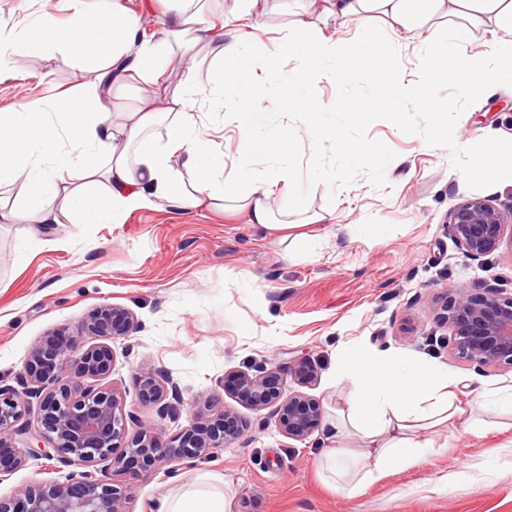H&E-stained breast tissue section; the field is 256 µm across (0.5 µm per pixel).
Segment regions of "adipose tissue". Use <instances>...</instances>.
I'll use <instances>...</instances> for the list:
<instances>
[{
  "instance_id": "1",
  "label": "adipose tissue",
  "mask_w": 512,
  "mask_h": 512,
  "mask_svg": "<svg viewBox=\"0 0 512 512\" xmlns=\"http://www.w3.org/2000/svg\"><path fill=\"white\" fill-rule=\"evenodd\" d=\"M200 0H173L155 40L139 39V17L100 0L97 9L84 0H69V23L57 25L50 15L11 36L0 49L10 57L8 77L25 79L24 60L32 45L46 53L67 52L83 59L77 93L53 95L44 105L23 104L0 111V187L20 185L19 203L0 204L1 224L38 225L41 245H58L53 231L61 224H107L122 214L165 205L173 209L222 207L246 210L250 223L280 234L291 228L287 208L274 199V178L255 171L265 153L276 176L292 175L297 153L307 140L335 127L324 126L331 104L300 101L308 121L281 147L273 137L258 140L263 113L254 93L258 74L266 72L265 53L244 42L240 33L264 25L277 0H229L219 20H211ZM285 26L287 38L300 40L306 54L303 70L314 78L336 77L350 62L353 46L342 37L349 27L377 30L388 43L419 40L422 32L443 33L450 47L439 54L421 42L420 55L431 72L456 77L462 93L474 85L470 74L482 75V86L494 90L504 79L502 65H512V0H294ZM490 34L487 49L463 53L464 44ZM180 60L186 68L181 90L166 98L149 94L137 106L122 109L115 101L131 80L154 85L166 66ZM207 61L199 76V61ZM428 100L429 117L441 124L455 105L438 96L431 82L407 84L392 70L373 95L356 96L348 121L391 112L408 95ZM238 109L226 113L237 124L240 150L236 169L226 172L212 160V141L196 110L200 101L223 107L225 97ZM337 380H350L353 390L333 425L319 459L324 479L339 494L352 498L391 469L411 465L439 453L421 434L462 420L463 428L481 433L486 423L461 419L449 389L448 372L401 356L340 359ZM363 438L369 451H347L350 433ZM224 476L198 473L159 501L158 512H231Z\"/></svg>"
}]
</instances>
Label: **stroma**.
Segmentation results:
<instances>
[{"mask_svg":"<svg viewBox=\"0 0 512 512\" xmlns=\"http://www.w3.org/2000/svg\"><path fill=\"white\" fill-rule=\"evenodd\" d=\"M67 24L68 0H0V30H21L43 13ZM284 17L263 32L245 31L271 54L276 73L260 92L267 130L282 136L302 128L298 97L348 111L351 94H371L385 70L402 66L421 74L414 45L382 46L356 29L345 30L355 48L376 55L382 68L343 71L334 81L295 77L301 45H283ZM28 77L0 80V109L30 103L76 85L78 63L66 54L44 59L33 51ZM197 108L206 124L223 126L213 137V156L226 170L237 164V127L224 125L207 102ZM455 130L477 142L487 135L512 139V89L483 96L459 118ZM370 138L395 154L386 185L365 177L335 189L315 186L307 213L333 212L334 221L313 224L304 236L280 240L250 224L242 212L143 208L115 224H63V247L38 245L29 224H0V382L14 383L31 348L48 331L77 324L96 307L131 311L137 326L114 343L113 382L128 390L127 406L146 424L153 406L132 390L136 373H170L178 382L185 414L209 407L233 411L245 434L218 457L181 465H129L115 483L130 486L132 512H156L158 498L175 477L194 470L224 473L234 489L232 512H512V415L478 409L488 421L481 435L456 428L432 431L447 452L389 471L362 493L346 498L321 482L317 457L327 426L350 390L337 384L343 355H398L447 368L464 410L477 409L481 390L512 386V371H491L453 358L449 331L433 311L449 287H489L512 292V251L473 260L458 248L449 228L450 209L479 196L512 212V179L477 190L453 167L452 154L422 136L403 133L387 120L368 129ZM305 359L317 378L308 386L288 380L322 401L325 425L303 441L279 434L267 412L256 411L224 390L234 371L262 360L288 365Z\"/></svg>","mask_w":512,"mask_h":512,"instance_id":"1","label":"stroma"}]
</instances>
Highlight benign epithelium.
Returning a JSON list of instances; mask_svg holds the SVG:
<instances>
[{"label":"benign epithelium","instance_id":"7a95c632","mask_svg":"<svg viewBox=\"0 0 512 512\" xmlns=\"http://www.w3.org/2000/svg\"><path fill=\"white\" fill-rule=\"evenodd\" d=\"M449 225L458 248L470 259L512 249V213L504 214L487 199L454 205ZM440 310L456 358L512 370V295L499 288H449ZM135 326L127 309L100 306L76 329L50 331L33 346L16 384L0 383V473L39 456L76 467L49 486L18 487L12 496L0 497V512H126L132 490L113 485L110 475L124 470L130 460L153 466L212 458L243 435L237 417L220 409L195 415L168 446L160 445L163 421H178L184 406L173 377L155 371L136 377L139 399L156 407L158 423L153 426L126 409V392L111 379V343L130 335ZM86 338L93 343L84 344ZM290 373L302 385L313 378L306 360L297 361ZM226 389L253 409L268 411L288 439L303 441L321 427L320 401L286 392L281 367L273 360L232 374Z\"/></svg>","mask_w":512,"mask_h":512}]
</instances>
